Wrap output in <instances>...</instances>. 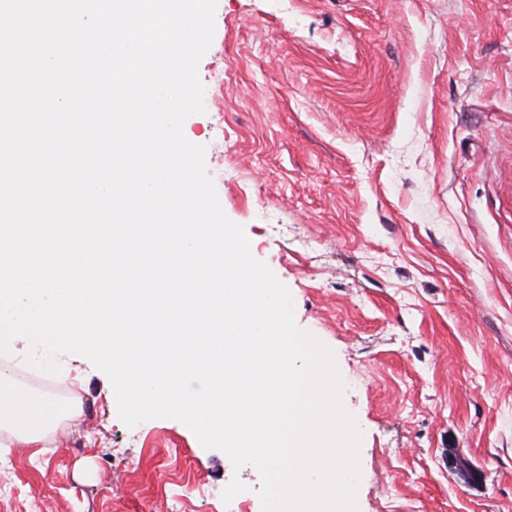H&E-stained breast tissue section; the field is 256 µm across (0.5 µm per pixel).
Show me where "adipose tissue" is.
Listing matches in <instances>:
<instances>
[{"instance_id":"adipose-tissue-1","label":"adipose tissue","mask_w":512,"mask_h":512,"mask_svg":"<svg viewBox=\"0 0 512 512\" xmlns=\"http://www.w3.org/2000/svg\"><path fill=\"white\" fill-rule=\"evenodd\" d=\"M75 403H59L18 386L12 367L0 366V447H42L60 421L77 417Z\"/></svg>"}]
</instances>
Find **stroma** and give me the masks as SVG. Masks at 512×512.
<instances>
[{
  "label": "stroma",
  "instance_id": "stroma-1",
  "mask_svg": "<svg viewBox=\"0 0 512 512\" xmlns=\"http://www.w3.org/2000/svg\"><path fill=\"white\" fill-rule=\"evenodd\" d=\"M186 138L225 214L329 347L362 431L358 512H512V0H217ZM80 403L0 447V512H262L179 420L126 426L106 375L21 364Z\"/></svg>",
  "mask_w": 512,
  "mask_h": 512
}]
</instances>
